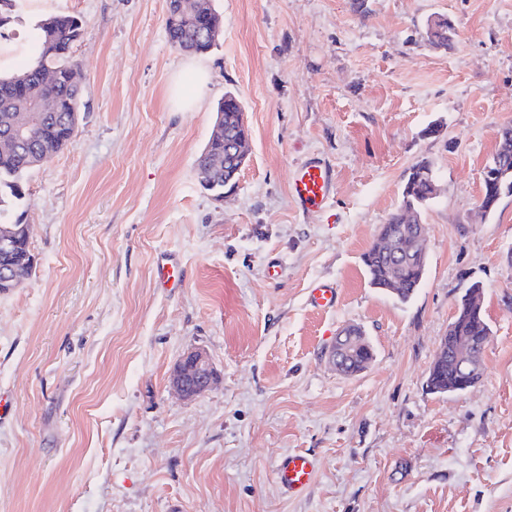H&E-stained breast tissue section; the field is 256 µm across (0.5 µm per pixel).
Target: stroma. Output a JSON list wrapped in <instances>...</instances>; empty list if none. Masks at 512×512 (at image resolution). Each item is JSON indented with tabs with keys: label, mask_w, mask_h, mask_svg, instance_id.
I'll return each instance as SVG.
<instances>
[{
	"label": "stroma",
	"mask_w": 512,
	"mask_h": 512,
	"mask_svg": "<svg viewBox=\"0 0 512 512\" xmlns=\"http://www.w3.org/2000/svg\"><path fill=\"white\" fill-rule=\"evenodd\" d=\"M35 6L17 2L8 69L33 55ZM213 6L221 34L190 55L168 40L167 0H51L83 22L82 94L71 142L23 180L36 268L0 294V512H512V196L478 210L512 123V0ZM436 15L456 30L445 51L426 42ZM229 91L250 152L217 201L196 159ZM313 157L334 190L306 214L289 185ZM423 158L439 192L425 280L402 305L370 287L362 255ZM166 255L180 287L155 276ZM475 281L483 376L430 393ZM321 282L335 310L308 304ZM352 324L374 358L347 376L329 352ZM193 348L217 381L183 400L169 378ZM292 449L318 464L293 497L274 478Z\"/></svg>",
	"instance_id": "1"
}]
</instances>
